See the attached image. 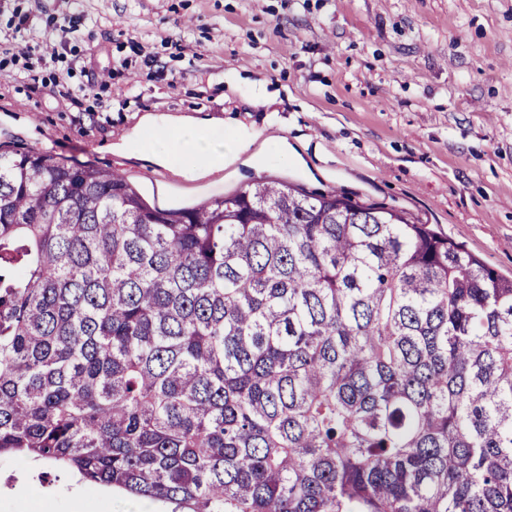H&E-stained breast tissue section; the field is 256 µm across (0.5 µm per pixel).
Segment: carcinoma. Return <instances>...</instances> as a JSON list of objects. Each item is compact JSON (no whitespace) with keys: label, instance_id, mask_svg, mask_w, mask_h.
Masks as SVG:
<instances>
[{"label":"carcinoma","instance_id":"obj_1","mask_svg":"<svg viewBox=\"0 0 512 512\" xmlns=\"http://www.w3.org/2000/svg\"><path fill=\"white\" fill-rule=\"evenodd\" d=\"M179 512H512V279L259 180L191 209L0 148V457Z\"/></svg>","mask_w":512,"mask_h":512}]
</instances>
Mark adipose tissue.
Here are the masks:
<instances>
[{
	"mask_svg": "<svg viewBox=\"0 0 512 512\" xmlns=\"http://www.w3.org/2000/svg\"><path fill=\"white\" fill-rule=\"evenodd\" d=\"M153 142L157 158L164 164L177 166L179 159H191L195 168L215 169L224 164V154L215 149L218 131L202 124H156Z\"/></svg>",
	"mask_w": 512,
	"mask_h": 512,
	"instance_id": "ef3b65f1",
	"label": "adipose tissue"
}]
</instances>
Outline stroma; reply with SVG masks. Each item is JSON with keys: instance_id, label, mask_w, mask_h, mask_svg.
<instances>
[{"instance_id": "35a3bbf8", "label": "stroma", "mask_w": 512, "mask_h": 512, "mask_svg": "<svg viewBox=\"0 0 512 512\" xmlns=\"http://www.w3.org/2000/svg\"><path fill=\"white\" fill-rule=\"evenodd\" d=\"M44 35L55 57L4 52ZM94 78L81 103L58 93ZM147 114L243 148L185 179L155 163ZM0 145L118 171L167 210L266 178L335 190L512 277V0H0ZM83 490L0 458V512H72Z\"/></svg>"}]
</instances>
